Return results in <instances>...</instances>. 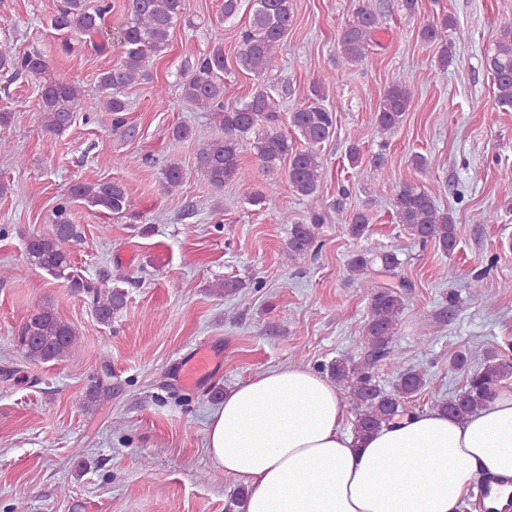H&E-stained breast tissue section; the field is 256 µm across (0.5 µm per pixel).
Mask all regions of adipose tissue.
Masks as SVG:
<instances>
[{
	"label": "adipose tissue",
	"instance_id": "adipose-tissue-1",
	"mask_svg": "<svg viewBox=\"0 0 512 512\" xmlns=\"http://www.w3.org/2000/svg\"><path fill=\"white\" fill-rule=\"evenodd\" d=\"M344 415L320 373L273 367L225 391L207 452L248 489L244 512H458L477 471L512 497V393L463 419L418 411L359 441Z\"/></svg>",
	"mask_w": 512,
	"mask_h": 512
}]
</instances>
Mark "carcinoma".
I'll use <instances>...</instances> for the list:
<instances>
[{
	"instance_id": "cac0c4a2",
	"label": "carcinoma",
	"mask_w": 512,
	"mask_h": 512,
	"mask_svg": "<svg viewBox=\"0 0 512 512\" xmlns=\"http://www.w3.org/2000/svg\"><path fill=\"white\" fill-rule=\"evenodd\" d=\"M251 15L240 31V47L235 57L239 69L257 77L269 68L272 59L293 19V0H250ZM188 0H126V17L121 32L123 55L120 62L98 75L100 102L112 113L113 123L122 127V113L127 101L121 90L135 82L149 79L146 62L158 56L170 45L174 25L186 15ZM112 10L109 0H98L90 6L87 0H61V5L50 24L57 31H65L88 38L104 36L105 18ZM380 15L372 0H359L353 18L341 28L339 35L343 58L349 63L362 62L371 53L373 34L379 28ZM454 31L457 40L467 33L456 27L454 19L445 14L441 19L422 27L421 41L439 44L438 66L448 69L455 59L454 40L448 31ZM224 46H213L181 82L182 97L210 113V121L224 130L221 138H212L205 128L191 130L183 125L171 129L175 140L191 137L198 141L196 168L217 191L224 184L237 181L248 185L249 178L242 166L243 143L251 141L253 154L260 169L273 173L288 163V184L294 193L307 199L311 217L306 224H293L289 229L288 255L303 259L314 255L323 227L321 202L318 194L322 163L318 146L335 132V113L317 102L322 95V84L309 85L307 106L289 113V124L301 137L305 148L293 150L288 136L279 132L281 112L273 96L258 91L243 102L224 103V82L221 73L226 69ZM485 67L492 78L496 102L512 107V24L500 27L493 34V48L485 56ZM0 72L12 78L21 75L44 79L41 89L40 120L45 134L58 135L65 131L79 112L94 109L83 91L75 84L51 76L48 60L39 52L13 54L0 51ZM414 97L407 80L396 79L384 91L375 110V126L385 135L399 127L405 119ZM262 133L251 137L257 128ZM185 179L184 170L176 163L163 169L162 188L172 193ZM73 196L93 207L125 218L134 224L142 215L133 210L126 187L117 181H96L76 185ZM392 206L398 223L419 243L434 245L444 254L455 251L459 227L452 216L439 208L431 194L411 183L396 185ZM369 228L365 211L356 212L346 231L353 239L362 238ZM78 226L73 223L68 203L59 204L54 212L51 229L31 237L26 251L31 264L61 276L71 268L69 253L64 244L78 237ZM400 265L398 253L359 251L347 263L355 276L395 275ZM410 284L404 280L375 283L367 286L369 316L363 328L364 350L357 356L344 354L319 367L328 374L351 405L352 432L358 439L368 436L413 412L415 398L427 386V373L408 367L400 372L391 389L377 381L381 362L392 354V342L398 332L404 310V291ZM91 294L92 307L98 320L109 323L125 306V293L118 289L101 291L83 286ZM77 341L73 325L62 320L49 306L30 313L23 323L18 344L25 357L34 362L47 363L66 356ZM453 365L467 371L464 386L452 397L435 402L434 409L465 418L485 407L499 393V388L512 378V352L504 349L495 353L465 350L456 354Z\"/></svg>"
}]
</instances>
